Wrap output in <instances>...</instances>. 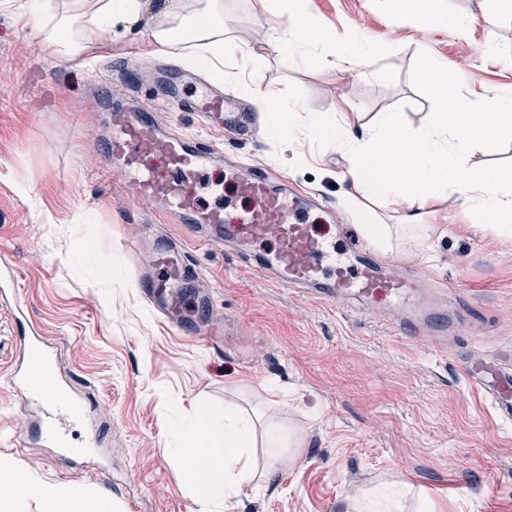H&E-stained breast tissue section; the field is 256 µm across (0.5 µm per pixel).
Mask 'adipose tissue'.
<instances>
[{
  "mask_svg": "<svg viewBox=\"0 0 512 512\" xmlns=\"http://www.w3.org/2000/svg\"><path fill=\"white\" fill-rule=\"evenodd\" d=\"M31 9L42 12L35 34L39 42L68 61L76 62L93 46L101 45L113 26L130 29L148 24L155 51L170 53L188 48L191 60L220 68L224 63V0H67L64 8L51 7L48 0H30ZM301 10L291 11L272 38L256 41L247 49L253 65L271 53H290L311 43L329 41ZM423 74L433 91L446 104L445 111L430 113L419 133L406 130L402 113L386 117L374 129L356 128L352 119L337 126L313 122L317 134L333 135L347 157V174L370 194L391 202H404L403 221L422 226L432 218L431 202L454 188L477 213L493 224L498 236L512 241V185L470 161L474 144L485 136L512 140V95L473 106L467 99L449 97L448 83L439 64L427 61ZM249 95L258 110L268 114L271 133L286 139L289 127L303 122L300 109L285 103L268 86L253 81ZM255 423L252 415L234 406L224 410V436L220 447L209 445L211 423L198 414L183 431L181 461L189 482L204 497L229 498L241 483L269 478L284 464L282 449L294 439L276 420L265 425L271 455L256 463L250 454ZM35 498L42 512H119L111 499L93 490L68 485L43 489L37 483L13 474L0 464V512H13L18 497ZM346 512H435L432 503L413 500L412 488L402 481H387L350 498Z\"/></svg>",
  "mask_w": 512,
  "mask_h": 512,
  "instance_id": "adipose-tissue-1",
  "label": "adipose tissue"
}]
</instances>
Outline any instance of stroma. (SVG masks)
Returning a JSON list of instances; mask_svg holds the SVG:
<instances>
[{
  "mask_svg": "<svg viewBox=\"0 0 512 512\" xmlns=\"http://www.w3.org/2000/svg\"><path fill=\"white\" fill-rule=\"evenodd\" d=\"M437 2L439 20L426 27L417 0H303L330 42L256 68L246 50L262 25L281 23L278 4L224 0V67L203 76L243 99L263 79L288 105L330 123L356 112L375 127L399 112L416 133L440 109L426 59L473 104L512 93V5ZM38 23L23 0H0V254L19 269L31 320L57 348L56 374L83 395L88 422L64 424L81 456L34 440L16 447L31 422L0 385V462L47 489H99L121 512H344L346 496L386 478L411 484L436 512H512V421H499L462 374L472 354L512 353V242L452 190L433 202L432 224L403 232V206L345 179L335 139L307 127L284 141H233L162 105L172 130L223 142L317 193L323 206L308 221L322 237L341 244L361 238L362 225H391L392 247L378 258L429 284L447 281L465 305L441 311L447 335L416 341L397 334L385 297L358 311L272 287L231 252L187 241L182 225L142 224L118 182L99 175L107 116L90 89L101 65L153 56L149 30L116 28L77 70L39 43ZM353 36L371 47L358 66L318 64ZM147 231L184 240L185 261L201 266L215 312L228 319L223 340L193 343L155 316L124 248ZM228 405L268 408L303 446L268 485L205 498L183 478L181 430L203 411L221 437Z\"/></svg>",
  "mask_w": 512,
  "mask_h": 512,
  "instance_id": "35a3bbf8",
  "label": "stroma"
}]
</instances>
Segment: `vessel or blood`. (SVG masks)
<instances>
[{
  "instance_id": "b4317fda",
  "label": "vessel or blood",
  "mask_w": 512,
  "mask_h": 512,
  "mask_svg": "<svg viewBox=\"0 0 512 512\" xmlns=\"http://www.w3.org/2000/svg\"><path fill=\"white\" fill-rule=\"evenodd\" d=\"M112 77L104 75L93 89L95 101L108 114L107 147L103 153V173L118 178L129 189L134 203L148 209L152 219H172L184 224L189 235L207 227L204 243L230 245L243 267L262 273L276 288L291 292L308 290L316 298L331 302L344 299L367 302L386 292L402 317L403 335L420 336L431 329L427 314H413L414 300L422 285L413 278L384 274L383 263L363 255L359 246L337 248L335 242L317 236L307 223L310 209L318 200L289 189L286 180L267 171L253 170L244 158L225 159L221 143L172 134L163 129L154 111L130 103H116L111 97ZM161 94L179 111L196 113L203 122L223 114L227 102L223 92L208 88L186 94L177 77L160 87ZM237 135L255 139L264 133V119L255 112H243L230 119ZM225 160L226 175L237 197L250 201L247 214L230 219L229 204L202 206L197 196L201 173L214 161ZM275 241L277 248L260 254L256 246L263 240ZM153 276L145 283L143 295L170 329L190 332L184 319L181 287L194 273L175 256L172 244L157 241L153 246ZM0 305L9 309L17 322L25 320V295L17 268L0 261ZM22 352L14 368L0 378L23 396L20 410L33 416L40 442L63 446L60 417L80 419L85 415L81 397L66 392L54 375H46L34 396L25 390L34 373L44 364L55 362L56 349L46 343L37 330L26 327ZM464 375L469 384L489 403L495 416L512 419V365L485 355L466 361Z\"/></svg>"
}]
</instances>
